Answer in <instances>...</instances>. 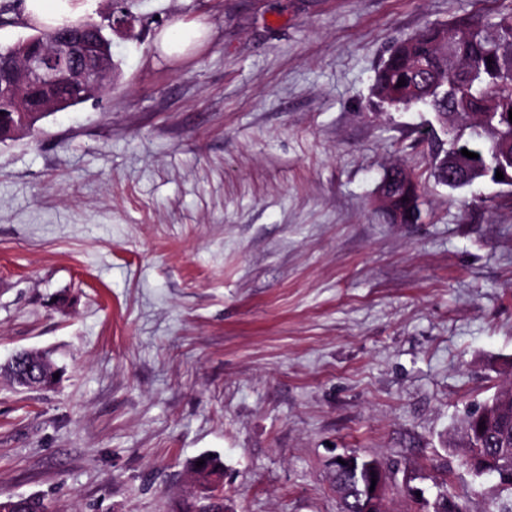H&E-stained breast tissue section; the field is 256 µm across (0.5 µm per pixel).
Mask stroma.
I'll return each mask as SVG.
<instances>
[{"instance_id": "obj_1", "label": "stroma", "mask_w": 512, "mask_h": 512, "mask_svg": "<svg viewBox=\"0 0 512 512\" xmlns=\"http://www.w3.org/2000/svg\"><path fill=\"white\" fill-rule=\"evenodd\" d=\"M497 0H133L102 98L0 144V495L50 512H183L193 463L229 512H339L337 457L393 473L389 512L440 490L486 512L445 440L512 384V187L438 184L422 109L374 72L430 22ZM205 28L183 55L176 24ZM423 216L385 223L386 169ZM200 35L196 26L180 24L161 36V48L169 53L182 52ZM204 460L201 467H197V461ZM194 473L197 480L201 483L208 492H213L223 483L224 470L223 466L217 458L209 455H202L198 457L193 466Z\"/></svg>"}]
</instances>
